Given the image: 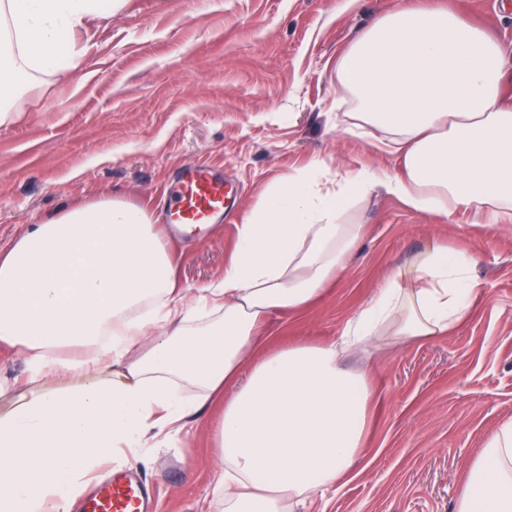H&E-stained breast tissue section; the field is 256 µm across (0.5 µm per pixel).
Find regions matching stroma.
Returning a JSON list of instances; mask_svg holds the SVG:
<instances>
[{"mask_svg":"<svg viewBox=\"0 0 512 512\" xmlns=\"http://www.w3.org/2000/svg\"><path fill=\"white\" fill-rule=\"evenodd\" d=\"M500 43L512 91V0H439ZM397 0H122L74 38L69 80L34 73L0 124V246L63 206L106 196L164 217V188L187 161L224 175L235 205L217 233L172 242L185 287L224 275L237 226L268 188L314 159L388 167L336 127V60ZM364 238L316 303L273 324L275 344L341 336L387 276L432 246L473 259V315L446 337L347 361L374 388L367 441L351 473L293 512H455L457 491L500 421L512 416V223H469L374 195ZM208 409L190 433L119 448L157 491L155 512H224Z\"/></svg>","mask_w":512,"mask_h":512,"instance_id":"35a3bbf8","label":"stroma"}]
</instances>
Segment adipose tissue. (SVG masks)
Instances as JSON below:
<instances>
[{
    "instance_id": "ef3b65f1",
    "label": "adipose tissue",
    "mask_w": 512,
    "mask_h": 512,
    "mask_svg": "<svg viewBox=\"0 0 512 512\" xmlns=\"http://www.w3.org/2000/svg\"><path fill=\"white\" fill-rule=\"evenodd\" d=\"M113 0H0V122L31 71L75 70L74 31ZM496 40L460 14L399 0L336 61L345 132L372 139L394 170L328 173L321 160L273 185L239 227L224 277L187 292L143 208L70 205L0 247V350L25 356L32 389L0 416V512H68L107 448H139L223 400L214 442L224 512H285L350 473L374 397L344 366L374 339L451 334L478 299L471 260L434 247L390 274L343 335L269 346L273 319L333 287L373 195L415 212L512 222V101ZM72 349L59 362L53 350ZM194 388V399L174 386ZM456 512H512V417L468 465Z\"/></svg>"
}]
</instances>
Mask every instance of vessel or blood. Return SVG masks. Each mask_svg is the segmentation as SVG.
Masks as SVG:
<instances>
[{
    "label": "vessel or blood",
    "instance_id": "1",
    "mask_svg": "<svg viewBox=\"0 0 512 512\" xmlns=\"http://www.w3.org/2000/svg\"><path fill=\"white\" fill-rule=\"evenodd\" d=\"M229 190L214 168L189 162L178 173L173 196L166 206L172 224H210L224 217ZM150 494L145 485L113 473L110 482L98 485L84 499L82 512H144Z\"/></svg>",
    "mask_w": 512,
    "mask_h": 512
}]
</instances>
